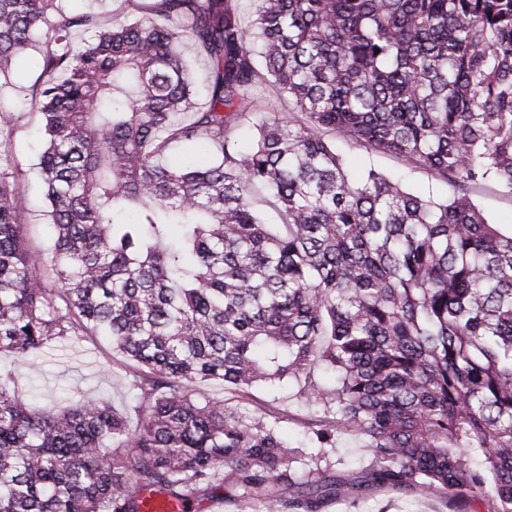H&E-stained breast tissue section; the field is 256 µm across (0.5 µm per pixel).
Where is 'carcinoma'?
<instances>
[{"instance_id":"cac0c4a2","label":"carcinoma","mask_w":512,"mask_h":512,"mask_svg":"<svg viewBox=\"0 0 512 512\" xmlns=\"http://www.w3.org/2000/svg\"><path fill=\"white\" fill-rule=\"evenodd\" d=\"M67 2L0 0V76L46 29L36 169L55 229L45 274L0 153V353L103 336L138 395L46 413L0 374V512H142L224 486L251 512H324L356 488L292 464L345 437L375 488L512 512V230L474 198L512 196V0H253L248 21L239 0H123L104 27ZM336 135L447 195L350 171ZM196 144L211 165L168 164ZM317 363L336 386L301 392L320 416L300 452L279 418L196 395ZM403 173L408 186L418 193L428 194L430 192L434 195H444L447 192V187L445 185L431 181L424 172L413 171Z\"/></svg>"}]
</instances>
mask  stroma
<instances>
[{"label":"stroma","instance_id":"1","mask_svg":"<svg viewBox=\"0 0 512 512\" xmlns=\"http://www.w3.org/2000/svg\"><path fill=\"white\" fill-rule=\"evenodd\" d=\"M39 64L37 49L28 50L14 59L11 82L0 85V113L16 117L10 129L0 132V149L10 152L23 172L20 187L28 208L26 243L41 268L47 270L54 260L52 230L34 170L44 145L37 106L32 98V85L40 73ZM0 368L14 369L18 389L33 392L38 403L49 410L98 396L108 398L120 408L133 404L135 398L130 388L132 377L128 361L95 336L49 343L21 367L15 366L11 354H1ZM298 390L294 382L256 387L246 394L244 404L248 409L264 408L279 416L281 433L296 444L304 439L308 425L316 418L314 406L300 398ZM328 461L330 475L351 479L367 469L370 453L359 441L346 438L330 452ZM326 512H454V508L441 499L369 489L357 498L333 501Z\"/></svg>","mask_w":512,"mask_h":512}]
</instances>
